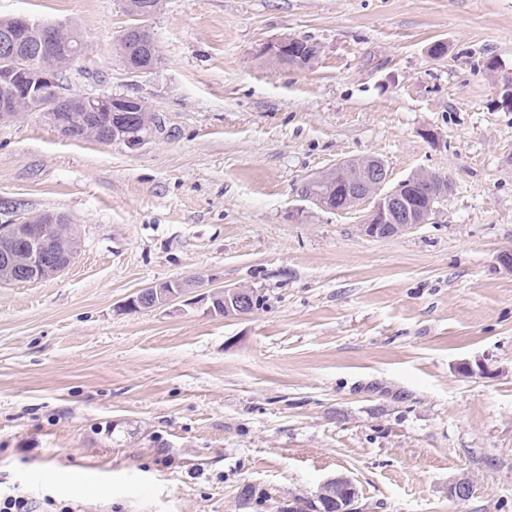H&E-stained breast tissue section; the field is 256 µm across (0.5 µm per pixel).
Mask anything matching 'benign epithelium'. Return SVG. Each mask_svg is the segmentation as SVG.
<instances>
[{"mask_svg":"<svg viewBox=\"0 0 512 512\" xmlns=\"http://www.w3.org/2000/svg\"><path fill=\"white\" fill-rule=\"evenodd\" d=\"M49 37L35 40V28L25 16L13 17V24L0 30V120L13 116L24 102L45 101L47 110L43 118L64 136H72L76 125L95 127L96 135L106 143L125 138V133L140 118L141 99L127 94L102 93L79 98L78 114L70 108L72 97L58 89V71L43 66L29 69L21 63L25 51L49 48ZM159 56L155 53L136 62H128L127 70L134 75L147 74L158 68ZM108 113L109 121L96 125L98 114ZM336 174V194L343 195L342 209L368 203L371 208L361 222L364 236L375 239L404 234L420 224L428 223L438 211V204L446 197L443 183L446 177L430 182L432 191L427 202L415 196L413 187L418 180L428 176L421 171L389 188V173L384 162L377 157H366L336 164L331 169ZM68 218L59 213L42 212L25 214L8 224H0V262L9 268L0 278L3 282H38L62 273L76 258L78 250L59 254L52 249L49 230L56 224H67ZM190 287L167 286L159 283L139 290L128 298L124 307L133 309L143 303L158 308L185 297ZM224 293V311L228 316L250 312L251 290L244 286L212 289L199 294L195 302L213 311L218 293ZM474 493L473 484L465 477L448 486V495L467 500ZM359 492L347 476H337L325 481L319 492L289 512H358Z\"/></svg>","mask_w":512,"mask_h":512,"instance_id":"1","label":"benign epithelium"}]
</instances>
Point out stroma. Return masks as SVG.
Instances as JSON below:
<instances>
[{
  "instance_id": "stroma-1",
  "label": "stroma",
  "mask_w": 512,
  "mask_h": 512,
  "mask_svg": "<svg viewBox=\"0 0 512 512\" xmlns=\"http://www.w3.org/2000/svg\"><path fill=\"white\" fill-rule=\"evenodd\" d=\"M18 15L81 33L69 93L140 97L156 125L130 148L0 122V224L53 211L81 231L60 275L0 282V489L284 512L344 475L362 512H512V0H162L163 65L140 76L116 53L125 0H0ZM284 36L319 45L312 67L273 60ZM365 156L390 184L454 189L387 239L360 233L364 208L300 196ZM175 279L262 303L121 311ZM224 290V317L243 315L251 311L249 304L251 303V290L244 286L224 287L212 289L199 294L193 302L201 303L207 306L209 312H213V303L215 296ZM226 311V316H225Z\"/></svg>"
}]
</instances>
